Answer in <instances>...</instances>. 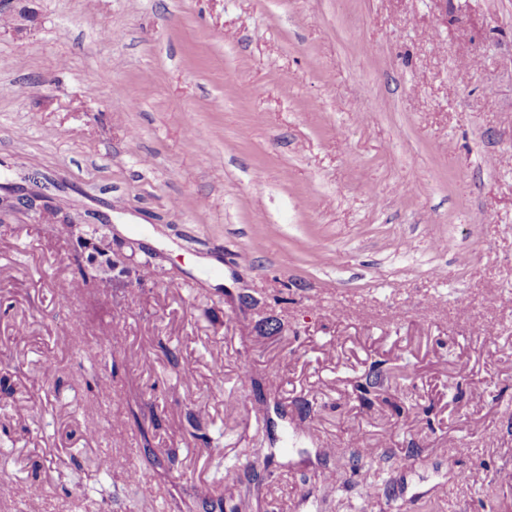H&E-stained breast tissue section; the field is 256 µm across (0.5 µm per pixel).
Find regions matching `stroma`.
I'll return each mask as SVG.
<instances>
[{"label":"stroma","instance_id":"stroma-1","mask_svg":"<svg viewBox=\"0 0 512 512\" xmlns=\"http://www.w3.org/2000/svg\"><path fill=\"white\" fill-rule=\"evenodd\" d=\"M39 185L0 512H512V0H0Z\"/></svg>","mask_w":512,"mask_h":512}]
</instances>
